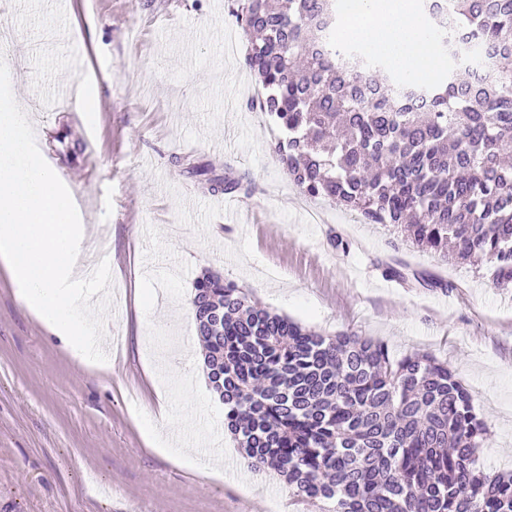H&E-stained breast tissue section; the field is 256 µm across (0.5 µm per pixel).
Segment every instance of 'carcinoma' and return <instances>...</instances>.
<instances>
[{"label":"carcinoma","mask_w":512,"mask_h":512,"mask_svg":"<svg viewBox=\"0 0 512 512\" xmlns=\"http://www.w3.org/2000/svg\"><path fill=\"white\" fill-rule=\"evenodd\" d=\"M435 39L494 50L427 86L385 82L376 58L336 42L343 0H236L260 111L299 190L423 250L483 258L512 286V0H447ZM366 71L368 82L360 79ZM174 164L213 192L238 189L191 156ZM197 333L224 424L251 466L285 479L321 512H512V471L487 474L490 440L471 395L428 353L393 357L366 336L324 335L255 304L210 272L194 284Z\"/></svg>","instance_id":"carcinoma-1"}]
</instances>
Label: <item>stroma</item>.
<instances>
[{
	"label": "stroma",
	"mask_w": 512,
	"mask_h": 512,
	"mask_svg": "<svg viewBox=\"0 0 512 512\" xmlns=\"http://www.w3.org/2000/svg\"><path fill=\"white\" fill-rule=\"evenodd\" d=\"M235 0H0V53L23 46L30 71L13 94L112 252V370L80 364L16 295L0 270V512H313L282 478L238 468L202 471L224 436L211 391L190 399L168 381L165 424L146 369L191 371L203 357L180 314L211 271L261 305L328 335L353 332L399 357L429 352L453 367L487 424L485 472L512 470V288L485 264L457 265L402 233L365 223L294 185L272 146L280 137L256 102ZM97 79V112L63 109L58 79ZM82 151L57 155L58 132ZM190 154L237 182L211 193L174 167ZM239 209L226 217L228 198ZM195 451L171 459L155 435Z\"/></svg>",
	"instance_id": "obj_1"
}]
</instances>
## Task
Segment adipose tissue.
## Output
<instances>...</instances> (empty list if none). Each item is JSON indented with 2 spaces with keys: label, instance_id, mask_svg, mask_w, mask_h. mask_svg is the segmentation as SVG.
Segmentation results:
<instances>
[{
  "label": "adipose tissue",
  "instance_id": "1",
  "mask_svg": "<svg viewBox=\"0 0 512 512\" xmlns=\"http://www.w3.org/2000/svg\"><path fill=\"white\" fill-rule=\"evenodd\" d=\"M353 40L386 53L412 76L431 79L441 65L413 0H346Z\"/></svg>",
  "mask_w": 512,
  "mask_h": 512
}]
</instances>
